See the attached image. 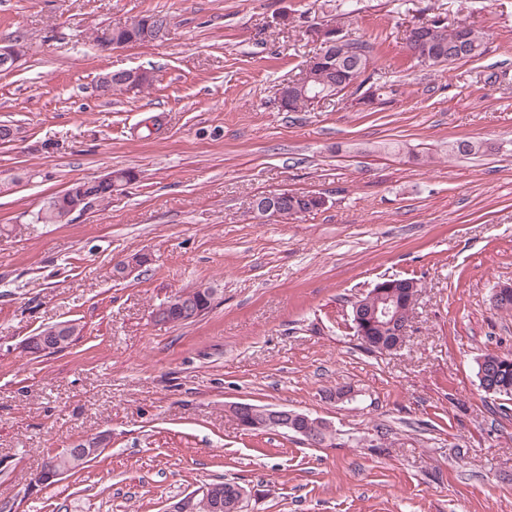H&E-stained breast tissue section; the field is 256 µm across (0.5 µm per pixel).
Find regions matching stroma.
<instances>
[{"instance_id": "35a3bbf8", "label": "stroma", "mask_w": 512, "mask_h": 512, "mask_svg": "<svg viewBox=\"0 0 512 512\" xmlns=\"http://www.w3.org/2000/svg\"><path fill=\"white\" fill-rule=\"evenodd\" d=\"M337 0H0V512H170L224 478L247 512H512V400L485 395L476 360L512 352V0H353L344 31L375 46L393 84L379 111L325 101L282 111L277 88L317 50L307 25ZM161 13V42L101 51L97 29ZM438 16L485 33L486 55L417 67L409 25ZM153 85L100 96L103 71ZM497 82H490V75ZM403 144L395 152L391 143ZM136 181L66 224L37 211L72 181ZM324 195L294 220L250 199ZM152 261L126 280V255ZM387 276L421 289L403 347L359 345L352 305ZM212 288L194 322L155 323L183 288ZM79 320L67 350L33 355L41 327ZM352 399H333L336 387ZM231 402L321 417L333 445L246 431ZM102 431L77 473L33 482L47 454Z\"/></svg>"}]
</instances>
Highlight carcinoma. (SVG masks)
I'll return each mask as SVG.
<instances>
[{"instance_id":"1","label":"carcinoma","mask_w":512,"mask_h":512,"mask_svg":"<svg viewBox=\"0 0 512 512\" xmlns=\"http://www.w3.org/2000/svg\"><path fill=\"white\" fill-rule=\"evenodd\" d=\"M170 24L168 16L162 14H144L137 26L131 30L122 29L118 38L129 44L148 42L145 31L148 27ZM425 24L434 25V33L425 43L420 56L415 58L419 67H433L440 64H450L456 61H477L487 50L486 37L471 25H448L433 18ZM307 66L310 71L300 76L305 91L296 90L280 99V107L286 112H295L300 107L309 104V96L318 92L326 97H332L355 88L360 91L372 78L369 70L374 67L373 45L367 40H346L339 49L320 47L319 52L309 58ZM153 75L144 70H138L131 83L119 79L113 83V89L127 92H139L151 85ZM449 151L459 155H476L479 153L498 152L495 144H488L468 139L458 140L448 145ZM290 204L286 218L294 219L303 214L319 209L321 202L318 198L307 193H289ZM36 220L42 224L65 223L64 213L48 204L36 213ZM410 287L402 289L399 296L401 316L412 314L420 284L417 279H408ZM187 293L194 304L206 311L210 308L213 290L201 286L190 288ZM392 335L387 329L372 328L366 335L358 337L360 346L368 353H379V344H387ZM477 377L483 391L493 397H512V353H485L477 359ZM100 456L95 448L87 449L86 457L72 456L63 460V469L67 472L82 468ZM209 492L199 494L193 504L192 512H218L216 509L217 496H222V503L229 505L234 496L239 494L241 484L234 480L224 479L205 484Z\"/></svg>"}]
</instances>
